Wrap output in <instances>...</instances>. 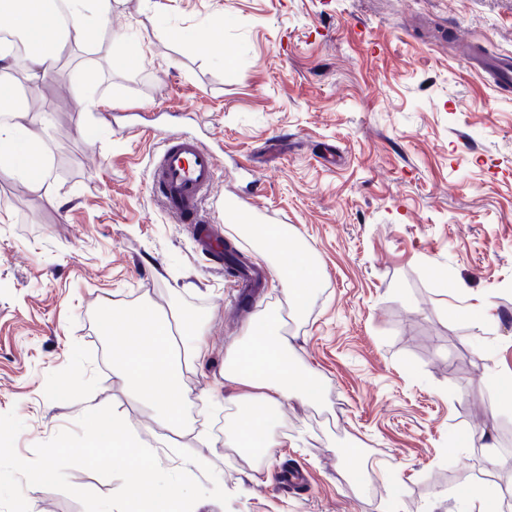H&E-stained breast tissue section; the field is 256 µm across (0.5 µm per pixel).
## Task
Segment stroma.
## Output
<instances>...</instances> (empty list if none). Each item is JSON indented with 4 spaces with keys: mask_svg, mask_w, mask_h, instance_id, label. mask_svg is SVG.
Returning <instances> with one entry per match:
<instances>
[{
    "mask_svg": "<svg viewBox=\"0 0 512 512\" xmlns=\"http://www.w3.org/2000/svg\"><path fill=\"white\" fill-rule=\"evenodd\" d=\"M139 44L136 66L114 68ZM470 48L512 56V0H117L32 91L44 187L0 175V414L25 424L18 455L109 404L141 443L207 459L233 490L197 512H459L477 481L512 496L495 387L512 378V89L470 69ZM176 129L218 156L213 222L249 200L320 266L304 313L241 226L225 240L266 273L246 309L164 212L149 157ZM144 302L203 323L178 430L129 394L98 324L103 306ZM269 311L325 399L284 400L288 444L256 460L224 430V364ZM70 378L73 404H56ZM471 432L490 447H459ZM286 472L302 482L279 485Z\"/></svg>",
    "mask_w": 512,
    "mask_h": 512,
    "instance_id": "35a3bbf8",
    "label": "stroma"
}]
</instances>
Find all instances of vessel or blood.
I'll list each match as a JSON object with an SVG mask.
<instances>
[{
    "instance_id": "1",
    "label": "vessel or blood",
    "mask_w": 512,
    "mask_h": 512,
    "mask_svg": "<svg viewBox=\"0 0 512 512\" xmlns=\"http://www.w3.org/2000/svg\"><path fill=\"white\" fill-rule=\"evenodd\" d=\"M469 66L496 84L512 76V61L499 60L489 66L473 59ZM216 172L215 153L181 131L162 137L154 155L151 179L153 192L164 210L177 223L192 225L194 241L203 255L218 258L224 253V237L203 214L205 201L214 193ZM264 280L261 267L242 264L238 286L245 293H255Z\"/></svg>"
}]
</instances>
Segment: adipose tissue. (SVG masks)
<instances>
[{"instance_id":"1","label":"adipose tissue","mask_w":512,"mask_h":512,"mask_svg":"<svg viewBox=\"0 0 512 512\" xmlns=\"http://www.w3.org/2000/svg\"><path fill=\"white\" fill-rule=\"evenodd\" d=\"M112 0H67L66 25H59L52 0H0V15L12 22V29L23 35L31 48L25 56V73L38 83L53 72L63 53L84 43L96 24L108 18ZM16 58L0 49V110L8 120L0 124V174L26 181L41 189L47 181L41 161L42 141L30 138L31 113L14 107V84L9 72ZM250 238L264 252L277 258L275 273L297 311H304L322 277L315 262L299 260V249L285 227L275 224L250 225ZM98 320L109 338L120 365L119 374L134 397L154 403L172 427L184 423L180 398L183 367L202 363L208 348L196 320L184 322L188 340L181 360L171 352V330L167 320L148 304L130 309H101ZM224 378L239 387L237 418L228 423L239 443L257 440L261 453L287 444V437H274L273 422L284 399L294 395L318 401L323 385L313 375L298 368L290 356L288 339L280 333V319L263 315L252 325L248 345L236 351L224 365Z\"/></svg>"}]
</instances>
